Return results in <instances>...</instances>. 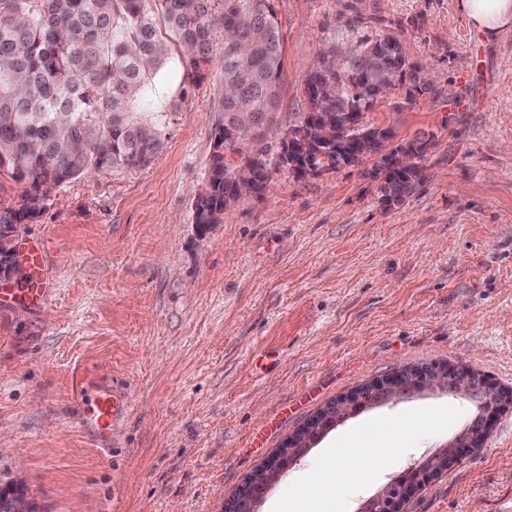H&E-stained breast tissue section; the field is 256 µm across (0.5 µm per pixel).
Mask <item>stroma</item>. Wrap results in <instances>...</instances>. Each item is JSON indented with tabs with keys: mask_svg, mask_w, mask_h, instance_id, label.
Returning <instances> with one entry per match:
<instances>
[{
	"mask_svg": "<svg viewBox=\"0 0 512 512\" xmlns=\"http://www.w3.org/2000/svg\"><path fill=\"white\" fill-rule=\"evenodd\" d=\"M284 40L279 110L304 111L320 52L399 37L433 93L372 110L397 139L435 135L421 183L392 207L372 160L304 177L277 170L222 223L194 222L224 118L218 68L189 83L144 168L78 177L20 224L0 282V487L23 475L39 512H224L261 462L327 402L416 365L468 366L512 391V29L480 42L457 0H272ZM470 76L461 83L460 73ZM482 96L473 110L455 97ZM44 248L30 271L28 246ZM47 279L37 306L17 291ZM129 410L99 447L77 426L105 389ZM428 393L358 413L270 489L260 512H359L470 421ZM349 492L314 482L337 454ZM512 501V406L481 447L400 512H502Z\"/></svg>",
	"mask_w": 512,
	"mask_h": 512,
	"instance_id": "stroma-1",
	"label": "stroma"
}]
</instances>
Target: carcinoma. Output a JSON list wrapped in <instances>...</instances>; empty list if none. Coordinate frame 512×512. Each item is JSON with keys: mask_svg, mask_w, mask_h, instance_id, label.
Wrapping results in <instances>:
<instances>
[{"mask_svg": "<svg viewBox=\"0 0 512 512\" xmlns=\"http://www.w3.org/2000/svg\"><path fill=\"white\" fill-rule=\"evenodd\" d=\"M224 29V85L210 175L196 195L194 223L220 224L224 191L236 185L238 163L255 155V178L270 180L271 146L257 147L277 110L284 65L283 37L270 0H0V174L26 185L18 209L0 211L1 224H20L42 210V189L89 172L147 165L163 144L169 113L185 100L182 73L194 81L212 65V35ZM319 56L306 81L307 110L288 123L296 133L311 113H329L338 146L315 159L320 170L361 163L371 144L360 133L379 91L400 76L407 101L432 93L419 65L391 34ZM251 112L240 126L232 113ZM427 154L379 186L408 195L422 179Z\"/></svg>", "mask_w": 512, "mask_h": 512, "instance_id": "obj_1", "label": "carcinoma"}]
</instances>
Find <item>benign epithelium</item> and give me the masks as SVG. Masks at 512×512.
Masks as SVG:
<instances>
[{"instance_id":"benign-epithelium-1","label":"benign epithelium","mask_w":512,"mask_h":512,"mask_svg":"<svg viewBox=\"0 0 512 512\" xmlns=\"http://www.w3.org/2000/svg\"><path fill=\"white\" fill-rule=\"evenodd\" d=\"M332 136L333 132L326 125L305 128L295 136L288 133V120L280 117L264 132L265 141L275 145L273 154L277 163L287 169L301 167L307 173L313 171L315 145L329 141ZM379 137L385 140L383 149L375 155L381 172H386L390 166L404 168L411 165L414 153L410 150L409 141L397 142L396 135L386 130ZM11 237L12 233L8 232L0 238L1 280L12 277V263L16 262ZM429 392L462 395L475 405L476 413L451 443L422 465L407 469L363 506V512H399L401 502L427 478L460 461L472 449L482 445L491 429V413L506 401L512 403V391L499 388L473 369L448 365L408 367L374 379L330 402L290 435L282 448L247 477L244 482L247 493L234 501L231 512H258V506L268 490L322 436L347 417L395 398H411ZM24 484L23 477L17 476L11 481L10 488L0 489V512H36Z\"/></svg>"}]
</instances>
